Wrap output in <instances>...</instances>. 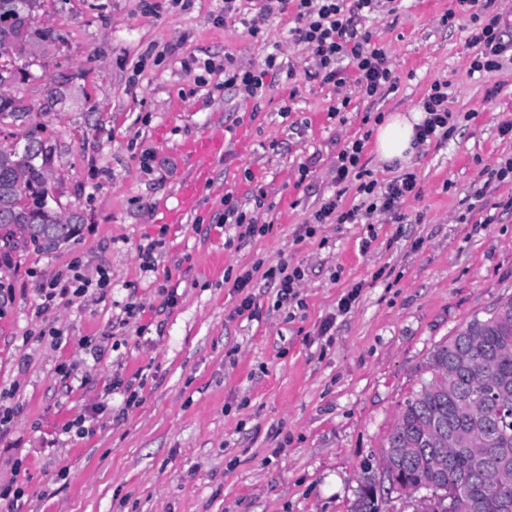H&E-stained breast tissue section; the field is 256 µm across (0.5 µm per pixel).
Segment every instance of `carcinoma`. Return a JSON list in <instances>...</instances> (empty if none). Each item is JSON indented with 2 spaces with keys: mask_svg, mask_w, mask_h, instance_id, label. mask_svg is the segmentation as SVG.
I'll return each mask as SVG.
<instances>
[{
  "mask_svg": "<svg viewBox=\"0 0 512 512\" xmlns=\"http://www.w3.org/2000/svg\"><path fill=\"white\" fill-rule=\"evenodd\" d=\"M41 6L0 0V124L23 131L18 141H0V268L28 243L59 249L82 222L56 204L34 211L20 204L18 181L41 189L58 151L17 92L45 45L28 36ZM427 370L387 437L381 465H393L401 485L426 492L415 512H512V296L434 348ZM352 512H379L374 476H362Z\"/></svg>",
  "mask_w": 512,
  "mask_h": 512,
  "instance_id": "obj_1",
  "label": "carcinoma"
}]
</instances>
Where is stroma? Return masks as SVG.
Returning a JSON list of instances; mask_svg holds the SVG:
<instances>
[{"label": "stroma", "mask_w": 512, "mask_h": 512, "mask_svg": "<svg viewBox=\"0 0 512 512\" xmlns=\"http://www.w3.org/2000/svg\"><path fill=\"white\" fill-rule=\"evenodd\" d=\"M223 14L224 0H44L55 41L23 93L37 104L47 85L67 84L37 119L58 144V203L84 223L0 274L13 295L0 310V403L14 410L0 426V484L22 491L0 512H349L430 352L512 295V178L490 175L512 158V65L470 73L475 24L458 0L361 17L389 51L394 85L334 117L340 90L307 79L305 51L285 41L294 13L254 37ZM281 41L295 75L267 77L259 101L225 88L223 73L201 84L182 66H257ZM437 82L453 138L380 162L376 116L417 111ZM239 129L247 144L216 161L202 207L164 223L159 206L174 204L188 171L180 146ZM357 139L378 184L411 172L414 192L396 214L306 237L329 197L361 203L356 182L333 174ZM260 191L255 216L269 230L240 237L224 197L249 204ZM281 261L307 272L302 305L276 307L260 276ZM74 262L91 280L108 273L109 287L44 305L43 285ZM248 271L247 292L225 279ZM130 303L143 308L133 320ZM79 416L85 435L63 432Z\"/></svg>", "instance_id": "1"}]
</instances>
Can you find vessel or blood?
<instances>
[{
	"instance_id": "vessel-or-blood-1",
	"label": "vessel or blood",
	"mask_w": 512,
	"mask_h": 512,
	"mask_svg": "<svg viewBox=\"0 0 512 512\" xmlns=\"http://www.w3.org/2000/svg\"><path fill=\"white\" fill-rule=\"evenodd\" d=\"M228 151V141L223 135H202L187 141L180 152L186 158L189 172L176 195V202L165 208L164 221L168 224H182L197 211L202 203L218 158Z\"/></svg>"
}]
</instances>
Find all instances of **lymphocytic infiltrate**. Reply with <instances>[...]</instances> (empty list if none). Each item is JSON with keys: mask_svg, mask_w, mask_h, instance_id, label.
<instances>
[{"mask_svg": "<svg viewBox=\"0 0 512 512\" xmlns=\"http://www.w3.org/2000/svg\"><path fill=\"white\" fill-rule=\"evenodd\" d=\"M460 5L477 10L484 22L475 27L470 42L478 52L470 63L471 72L492 73L505 65V46L502 42L504 25L500 15H488L489 0H458ZM294 9L296 27L288 32V39L303 45L312 61L305 75L310 79L343 87L353 82L356 95L368 99L381 94L392 81L387 48L373 41L369 32L359 29L357 20L366 13L384 11L394 13V0H262L258 13L248 22L249 34L259 32V25L271 14ZM205 70H221L225 87L238 90L244 97L259 99L267 75H279L284 63L279 53H269L261 66L254 69L225 61L218 65L204 61ZM419 109L424 117L415 126L414 144L421 147L433 139H450L456 129L455 118L448 108V92L444 84H434L421 100ZM364 149L362 141L352 142L340 152L336 162L337 183L358 180V192L369 198L368 206L341 208L338 201L328 199L314 214L315 224H356L363 215L391 213L405 197L413 193L416 177L407 172L390 180L384 189H377L375 181L365 180L361 164Z\"/></svg>", "mask_w": 512, "mask_h": 512, "instance_id": "obj_1", "label": "lymphocytic infiltrate"}]
</instances>
